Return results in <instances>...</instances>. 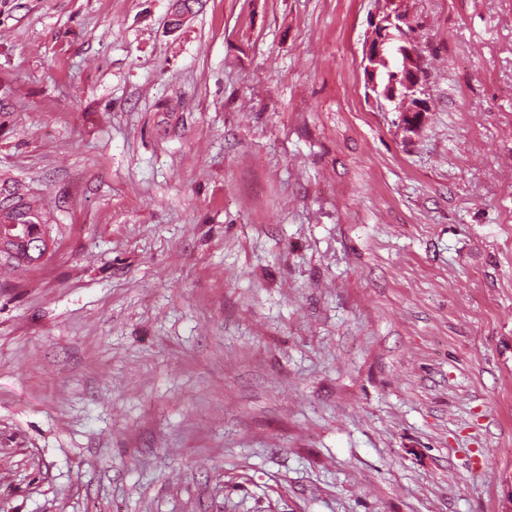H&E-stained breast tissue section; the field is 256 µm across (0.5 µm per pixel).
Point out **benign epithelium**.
<instances>
[{
  "label": "benign epithelium",
  "instance_id": "benign-epithelium-1",
  "mask_svg": "<svg viewBox=\"0 0 512 512\" xmlns=\"http://www.w3.org/2000/svg\"><path fill=\"white\" fill-rule=\"evenodd\" d=\"M377 2L379 8L362 56L367 89L376 101L393 105L406 134L418 135L430 112L428 102L421 98L427 76L425 60L413 36L406 0Z\"/></svg>",
  "mask_w": 512,
  "mask_h": 512
}]
</instances>
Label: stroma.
Returning <instances> with one entry per match:
<instances>
[{"label": "stroma", "instance_id": "obj_1", "mask_svg": "<svg viewBox=\"0 0 512 512\" xmlns=\"http://www.w3.org/2000/svg\"><path fill=\"white\" fill-rule=\"evenodd\" d=\"M0 0V512H512V0ZM376 1L379 8L362 56L367 89L375 94L380 105L383 100L394 106L393 111L399 112L402 129L409 137L419 135L430 112L428 102L421 98L427 71L413 36L414 25L406 0ZM395 52L399 68L387 88L381 90L377 82L378 72L384 64L389 65V55ZM11 194L13 195V200L10 205L1 206L0 204V251L2 240L4 241L5 245L9 247L16 246L15 243L8 240L9 233H16L15 231H10L8 229L9 225H23L21 227V234L32 237L33 239H37L36 237H38L40 234V226L46 223L45 219L41 216V213L37 208H34L31 203L22 202L21 197L17 196L18 193L15 191L14 187L13 190H11ZM16 198H18V200L14 201ZM37 222L42 223L40 224ZM2 234L3 237H1Z\"/></svg>", "mask_w": 512, "mask_h": 512}]
</instances>
